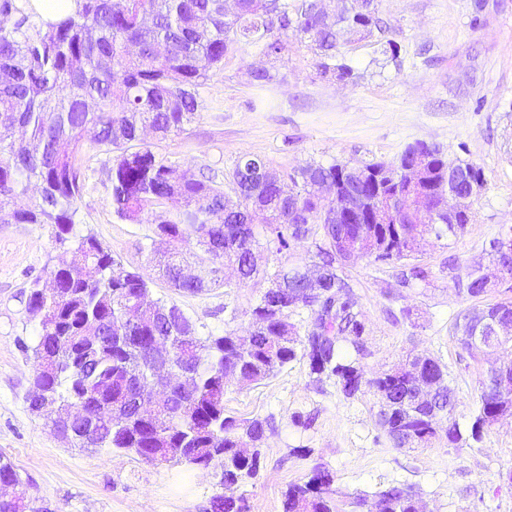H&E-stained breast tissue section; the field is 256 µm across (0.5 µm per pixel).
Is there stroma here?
<instances>
[{
  "label": "stroma",
  "mask_w": 512,
  "mask_h": 512,
  "mask_svg": "<svg viewBox=\"0 0 512 512\" xmlns=\"http://www.w3.org/2000/svg\"><path fill=\"white\" fill-rule=\"evenodd\" d=\"M379 15L391 28L397 59L373 39L348 46L357 76L342 84L322 79L300 43H290L279 59L241 46L210 72L188 130L146 143L168 163L219 182L245 153L290 172L313 161H389L418 141L480 165L487 185L463 235L430 239L408 260L363 258L341 270L366 325V376L409 355L438 358L464 427L485 365L458 357L456 317L478 301L458 292L454 279L512 227V0H379ZM256 66L272 74L265 86L251 79ZM111 167L106 150L82 159V232L147 277L153 297L176 303L214 333H244L262 284L199 295L168 288L148 263L151 225L121 220L112 210ZM256 252L270 271L318 261L311 239L291 241L281 252L264 243ZM65 257L49 226L0 224V455L52 512H211L210 472L68 445L29 411L35 359L25 347L38 322L23 294ZM414 266L427 271L426 280L404 281ZM377 402L368 388L348 399L335 380L313 381L302 358L257 384L229 382L226 414L265 423L259 472L242 488L251 512H282L289 483L306 480L318 465L335 474L345 512H366L354 503L358 494L398 483L419 491L422 512H512V484L499 477L512 467V418L478 442L454 445L440 433L424 447L399 449L376 423Z\"/></svg>",
  "instance_id": "1"
}]
</instances>
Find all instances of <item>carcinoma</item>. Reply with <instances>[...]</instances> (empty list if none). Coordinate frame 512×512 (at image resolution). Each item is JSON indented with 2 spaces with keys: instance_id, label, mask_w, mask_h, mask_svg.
Listing matches in <instances>:
<instances>
[{
  "instance_id": "cac0c4a2",
  "label": "carcinoma",
  "mask_w": 512,
  "mask_h": 512,
  "mask_svg": "<svg viewBox=\"0 0 512 512\" xmlns=\"http://www.w3.org/2000/svg\"><path fill=\"white\" fill-rule=\"evenodd\" d=\"M76 13L59 23L32 25L15 0H0V223L47 224L55 242L80 255L83 266L58 265L36 279L26 309L39 320L31 347L37 361L29 410L79 448L124 451L149 464L169 463L219 471L212 512H247L239 488L256 477L265 434L260 419L239 420L224 410L226 371L241 385L274 376L301 356L309 373L335 378L345 397L368 387L379 399L377 422L396 448L427 444L439 430L448 442L462 439L459 423L446 412L412 410L410 378L404 363L376 378L361 365L367 355L365 324L358 298L337 268L351 261L340 240L352 229L336 223V206L318 190L338 187L361 224L364 257L401 261L413 256L424 233L456 236L475 215L450 219L428 209H393V197L409 200L445 188L454 179L462 189L486 185L476 163L450 159L437 144L417 142L389 162H313L287 175L252 155L238 158L224 185L201 180L147 146L133 149L148 131L160 139L187 130L199 116V89L210 68L223 64L236 46L251 44L275 59L294 39L314 56L320 76L355 78L340 38L365 39L389 31L378 16L377 0H340L338 11H322L320 0H77ZM101 147L112 150V209L121 219L152 224L150 262L176 291L199 294L278 278L281 269L260 271L250 250L260 235H271L277 251L300 231L320 237L319 265L328 274L323 303L304 293L296 275L285 287L262 290L251 306L247 333L218 335L192 321L174 303L149 299L144 276L128 270L92 235L76 231L81 197V156ZM420 164L417 181H394L399 165ZM40 198L22 205L31 187ZM190 258L202 265L183 274ZM500 260L512 271V239H496L491 249L466 266L458 279L473 298L492 294L478 268ZM238 267L234 284L218 276L217 265ZM310 311L304 335L289 317ZM459 315L455 338L473 360L480 351L464 340ZM93 334L97 340L89 341ZM164 344L171 366L191 374L192 390L155 400L149 420L138 411V379L149 373L155 344ZM426 373L442 380L436 404L456 407V393L439 360L428 357ZM480 381L471 438L481 440L497 411L512 403ZM0 482L15 497L0 500V512H50L27 495L14 464L0 456ZM418 492L390 485L362 495L377 512H419ZM284 512H344L335 476L323 467L307 480L288 485Z\"/></svg>"
}]
</instances>
